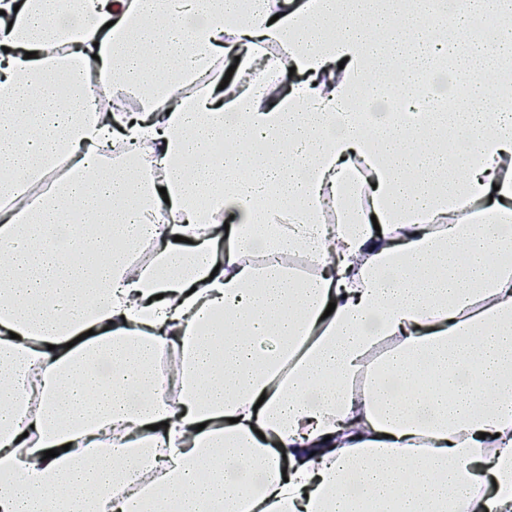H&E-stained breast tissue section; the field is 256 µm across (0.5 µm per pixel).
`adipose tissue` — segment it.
<instances>
[{
	"label": "adipose tissue",
	"instance_id": "ef3b65f1",
	"mask_svg": "<svg viewBox=\"0 0 512 512\" xmlns=\"http://www.w3.org/2000/svg\"><path fill=\"white\" fill-rule=\"evenodd\" d=\"M0 199V512H512V0H0Z\"/></svg>",
	"mask_w": 512,
	"mask_h": 512
}]
</instances>
